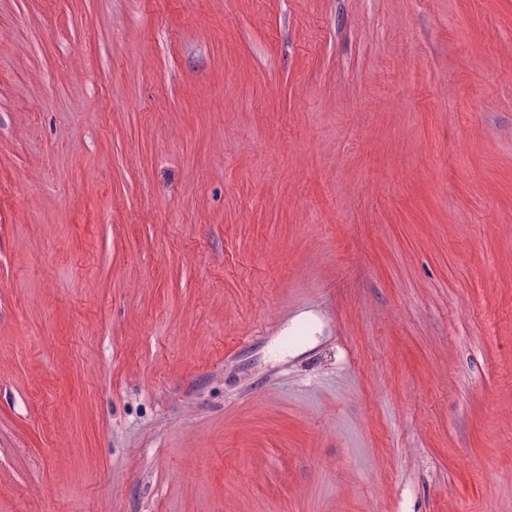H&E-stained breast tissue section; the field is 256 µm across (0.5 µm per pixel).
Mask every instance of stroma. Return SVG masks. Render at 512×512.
I'll return each mask as SVG.
<instances>
[{
  "label": "stroma",
  "instance_id": "stroma-1",
  "mask_svg": "<svg viewBox=\"0 0 512 512\" xmlns=\"http://www.w3.org/2000/svg\"><path fill=\"white\" fill-rule=\"evenodd\" d=\"M512 512V0H0V512Z\"/></svg>",
  "mask_w": 512,
  "mask_h": 512
}]
</instances>
